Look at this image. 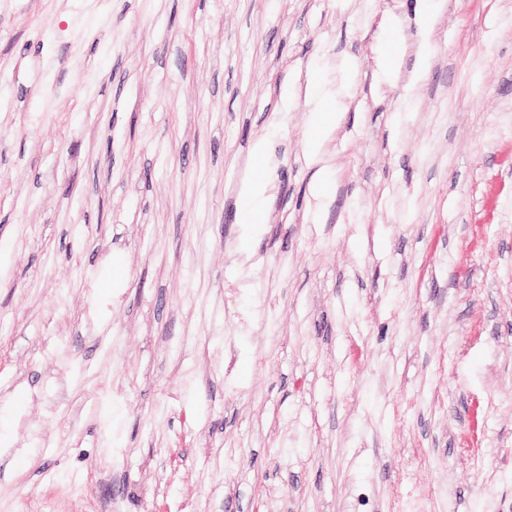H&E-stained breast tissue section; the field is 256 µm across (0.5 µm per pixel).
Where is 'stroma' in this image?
<instances>
[{
    "label": "stroma",
    "instance_id": "35a3bbf8",
    "mask_svg": "<svg viewBox=\"0 0 512 512\" xmlns=\"http://www.w3.org/2000/svg\"><path fill=\"white\" fill-rule=\"evenodd\" d=\"M435 6L0 0V512H512V0ZM325 83L317 73L308 77L306 94L315 97L322 102L321 112L313 113L306 134L307 154L313 161L317 160L324 142L330 132L331 126L336 121L335 112H325L331 107L332 102L324 95Z\"/></svg>",
    "mask_w": 512,
    "mask_h": 512
}]
</instances>
